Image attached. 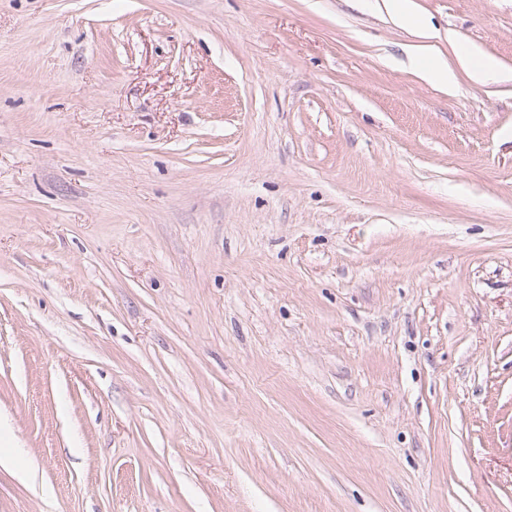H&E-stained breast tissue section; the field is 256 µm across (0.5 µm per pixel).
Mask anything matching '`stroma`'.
Wrapping results in <instances>:
<instances>
[{
  "instance_id": "stroma-1",
  "label": "stroma",
  "mask_w": 512,
  "mask_h": 512,
  "mask_svg": "<svg viewBox=\"0 0 512 512\" xmlns=\"http://www.w3.org/2000/svg\"><path fill=\"white\" fill-rule=\"evenodd\" d=\"M411 2L512 72V0ZM410 40L0 0V512H512V80ZM403 49L414 65L421 58L430 59V64L427 67H417V73L421 78L447 86H451L455 82L456 76L451 70H448V66L444 65L439 59H432L430 57L427 44L408 45ZM462 69L475 83H485L488 80L509 81L511 74L498 71L496 65L487 60L475 50L459 58Z\"/></svg>"
}]
</instances>
